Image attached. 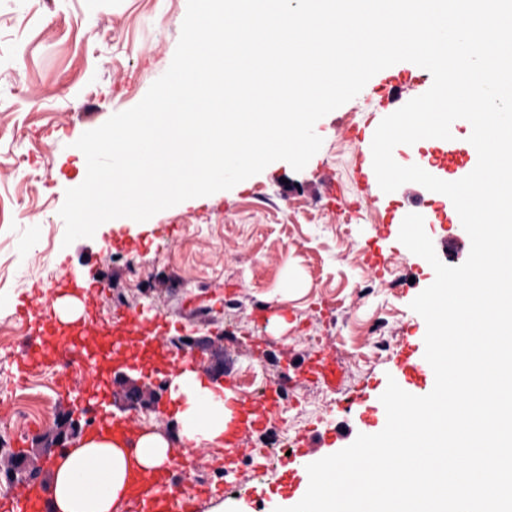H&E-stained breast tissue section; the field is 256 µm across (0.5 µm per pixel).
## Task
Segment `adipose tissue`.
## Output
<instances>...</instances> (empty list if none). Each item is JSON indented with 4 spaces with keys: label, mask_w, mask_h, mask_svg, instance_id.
Returning a JSON list of instances; mask_svg holds the SVG:
<instances>
[{
    "label": "adipose tissue",
    "mask_w": 512,
    "mask_h": 512,
    "mask_svg": "<svg viewBox=\"0 0 512 512\" xmlns=\"http://www.w3.org/2000/svg\"><path fill=\"white\" fill-rule=\"evenodd\" d=\"M176 404L173 429L143 434L134 450L104 440L78 438L74 447L40 477L51 494V512H113L126 486L130 460L152 469L165 464L172 449L201 447L224 435V391L199 371H177L168 381Z\"/></svg>",
    "instance_id": "ef3b65f1"
}]
</instances>
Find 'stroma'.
<instances>
[{
    "mask_svg": "<svg viewBox=\"0 0 512 512\" xmlns=\"http://www.w3.org/2000/svg\"><path fill=\"white\" fill-rule=\"evenodd\" d=\"M186 10L187 0H0V321L19 319L34 285L76 274L106 284L96 296L100 320H111L114 296L124 295L145 320L169 322L172 335L222 337L234 384L250 370L293 376L277 407L293 436L356 422L362 396L394 374L404 338L424 323L410 304L435 272L398 239L410 202L431 240L456 232L470 241L443 196L411 187L384 195L357 183L358 135L382 106L374 82L316 122L323 143L302 171L278 160L232 189L155 214L149 223L166 233L164 245L127 252L104 226L81 244L63 243L59 210L80 179L75 142L137 105L167 71ZM376 248L379 267L369 260ZM131 258L152 273L136 295ZM368 280L374 291L360 297ZM379 319L390 347L377 353L367 329ZM323 352L340 368L336 386L297 371ZM19 353L0 348V422L13 415L10 392L28 382ZM200 475L239 489L256 483L242 456L219 445Z\"/></svg>",
    "mask_w": 512,
    "mask_h": 512,
    "instance_id": "stroma-1",
    "label": "stroma"
}]
</instances>
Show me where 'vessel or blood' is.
Masks as SVG:
<instances>
[{"instance_id":"b4317fda","label":"vessel or blood","mask_w":512,"mask_h":512,"mask_svg":"<svg viewBox=\"0 0 512 512\" xmlns=\"http://www.w3.org/2000/svg\"><path fill=\"white\" fill-rule=\"evenodd\" d=\"M373 136V131H364L355 160L357 181L367 186L377 182L371 149ZM27 317L35 326V337L21 351L23 363L44 367L67 361L70 365L68 382L79 384L81 392L98 404V414L89 426L90 434L111 439L129 449L140 436L141 428L130 415L109 409L113 373L172 366L180 370L195 368L203 359L199 353L177 355L161 335L160 324L146 321L133 310L120 314L109 325L89 316L64 324L49 308L28 312ZM424 353V339L419 336L408 341L406 348L398 354L395 380L404 391L417 396L428 394L434 383V372ZM305 370L328 386L334 385L339 378L336 362L328 355L306 364ZM224 406L231 412L224 430V445L231 452L244 435L263 427L275 413V402L271 399L258 406L233 395L225 398ZM345 436V429L336 426L325 436L314 432L299 437L282 484L286 495L307 490V467L322 438L337 444ZM177 454V460L168 461L157 470L132 467L124 493L125 503L135 504L138 512H181L182 501L175 488L185 479L181 463L189 459L191 453L189 449L181 448ZM0 512H48L44 485L34 482L20 494L1 499Z\"/></svg>"}]
</instances>
